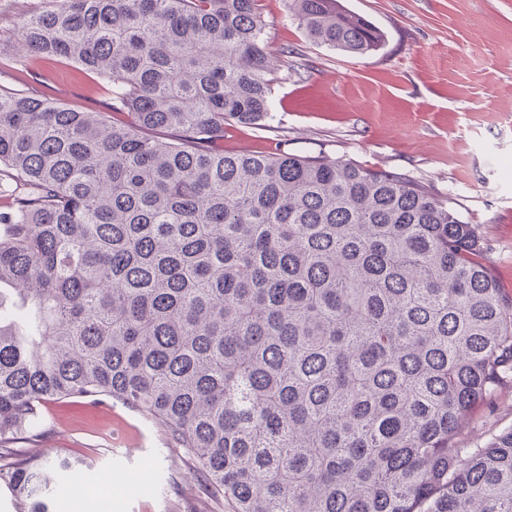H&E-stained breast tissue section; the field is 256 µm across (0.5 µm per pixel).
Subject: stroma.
I'll return each mask as SVG.
<instances>
[{
  "mask_svg": "<svg viewBox=\"0 0 512 512\" xmlns=\"http://www.w3.org/2000/svg\"><path fill=\"white\" fill-rule=\"evenodd\" d=\"M387 35L366 56L309 41L281 0H263L277 80L263 126L224 125L228 152L282 150L350 160L409 175L448 200L481 242L480 259L512 294V0H342ZM50 0H0V90L112 112L94 76L22 50L14 28ZM293 49L282 60L281 48ZM41 459L82 460L92 495L117 485L111 512H200V492L183 449L164 425L110 399L69 398L41 407ZM512 428V390L476 407L461 441L468 447Z\"/></svg>",
  "mask_w": 512,
  "mask_h": 512,
  "instance_id": "obj_1",
  "label": "stroma"
}]
</instances>
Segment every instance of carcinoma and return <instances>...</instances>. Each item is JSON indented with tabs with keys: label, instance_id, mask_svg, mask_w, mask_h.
Here are the masks:
<instances>
[{
	"label": "carcinoma",
	"instance_id": "obj_1",
	"mask_svg": "<svg viewBox=\"0 0 512 512\" xmlns=\"http://www.w3.org/2000/svg\"><path fill=\"white\" fill-rule=\"evenodd\" d=\"M26 50L94 74L112 108L0 94V479L54 512L82 479L11 448L51 399L166 427L224 512H512V428L460 446L512 388V295L475 227L409 176L224 152L270 111L258 0H51ZM313 42L384 33L340 0H283Z\"/></svg>",
	"mask_w": 512,
	"mask_h": 512
}]
</instances>
